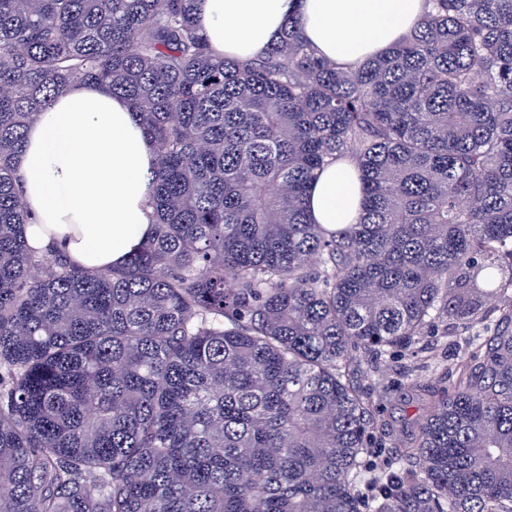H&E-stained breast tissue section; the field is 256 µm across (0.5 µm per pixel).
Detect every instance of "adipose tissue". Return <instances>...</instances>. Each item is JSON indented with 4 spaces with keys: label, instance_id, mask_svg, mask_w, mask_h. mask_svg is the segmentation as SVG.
Instances as JSON below:
<instances>
[{
    "label": "adipose tissue",
    "instance_id": "adipose-tissue-1",
    "mask_svg": "<svg viewBox=\"0 0 512 512\" xmlns=\"http://www.w3.org/2000/svg\"><path fill=\"white\" fill-rule=\"evenodd\" d=\"M425 0H199L196 23L216 57L247 63L300 19L313 53L354 67L413 29ZM157 147L133 104L103 84L75 85L30 123L18 165L35 217L33 246H54L74 264L108 269L152 236L146 203ZM360 185L351 162L333 163L313 182L315 223H357Z\"/></svg>",
    "mask_w": 512,
    "mask_h": 512
}]
</instances>
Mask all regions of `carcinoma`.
Wrapping results in <instances>:
<instances>
[{"label": "carcinoma", "mask_w": 512, "mask_h": 512, "mask_svg": "<svg viewBox=\"0 0 512 512\" xmlns=\"http://www.w3.org/2000/svg\"><path fill=\"white\" fill-rule=\"evenodd\" d=\"M197 0H0V512H512V0H426L355 68L300 19L216 58ZM80 83L159 148L124 265L29 244L18 159ZM356 165L334 231L314 172ZM476 351L423 397L391 487L357 356L438 326ZM360 185L351 162L332 163L318 172L309 197L317 224H355L361 210Z\"/></svg>", "instance_id": "carcinoma-1"}]
</instances>
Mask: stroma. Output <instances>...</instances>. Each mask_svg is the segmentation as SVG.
I'll list each match as a JSON object with an SVG mask.
<instances>
[{
	"label": "stroma",
	"mask_w": 512,
	"mask_h": 512,
	"mask_svg": "<svg viewBox=\"0 0 512 512\" xmlns=\"http://www.w3.org/2000/svg\"><path fill=\"white\" fill-rule=\"evenodd\" d=\"M465 338L461 331L447 335L439 329L431 330L421 337L416 355L362 359L355 378L370 393L376 419L381 423L374 431L375 444L366 462L392 472L399 470L395 443L415 431L420 415L407 381L415 378L425 384L432 382L439 368L452 366L465 351Z\"/></svg>",
	"instance_id": "obj_1"
}]
</instances>
